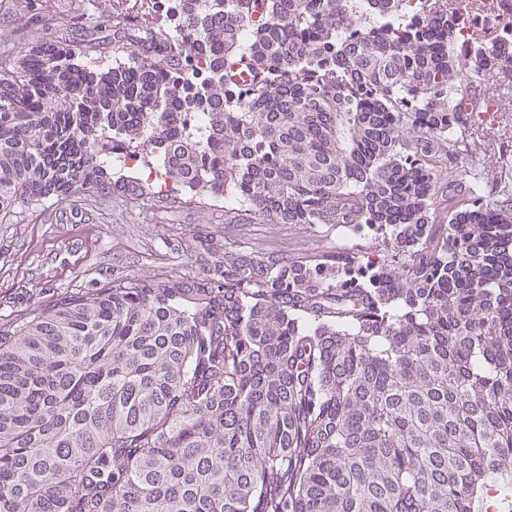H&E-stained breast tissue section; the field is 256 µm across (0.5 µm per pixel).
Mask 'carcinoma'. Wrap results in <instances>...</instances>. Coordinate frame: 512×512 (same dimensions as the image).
Instances as JSON below:
<instances>
[{
	"mask_svg": "<svg viewBox=\"0 0 512 512\" xmlns=\"http://www.w3.org/2000/svg\"><path fill=\"white\" fill-rule=\"evenodd\" d=\"M211 0L105 70L0 54V220L21 199L135 184L123 138L202 202L367 225L390 259L112 273L0 328V512H475L512 498V187L470 129L512 89V17L455 0ZM207 58L197 81L190 61ZM249 59L257 83L227 68ZM201 129L180 132L179 106ZM492 1H494L495 6L478 16L469 15L465 10V1H460L461 21L468 27L471 25H476L484 29H492L496 27L501 22L504 14L512 12V2L510 0ZM102 155L105 161H117L122 169H137L148 176L155 173V169L147 164L144 153L128 149L120 143L114 144L113 150Z\"/></svg>",
	"mask_w": 512,
	"mask_h": 512,
	"instance_id": "cac0c4a2",
	"label": "carcinoma"
}]
</instances>
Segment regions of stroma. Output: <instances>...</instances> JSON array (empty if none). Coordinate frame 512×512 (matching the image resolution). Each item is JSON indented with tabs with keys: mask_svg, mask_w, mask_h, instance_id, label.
Wrapping results in <instances>:
<instances>
[{
	"mask_svg": "<svg viewBox=\"0 0 512 512\" xmlns=\"http://www.w3.org/2000/svg\"><path fill=\"white\" fill-rule=\"evenodd\" d=\"M143 16L138 0H0V52L68 44L86 50L84 64L98 70L126 59L121 33ZM18 209L21 223H0V326L11 323L20 305L49 304L54 294L111 278L116 267L155 280L200 274L199 261L186 252L196 237L234 240L257 260L345 251L367 257L378 244L334 224L241 223L220 203L166 210L146 196L133 207L121 193L104 201L80 191L59 203L26 200ZM75 239L86 245L78 267L50 272L51 254Z\"/></svg>",
	"mask_w": 512,
	"mask_h": 512,
	"instance_id": "obj_1",
	"label": "stroma"
}]
</instances>
